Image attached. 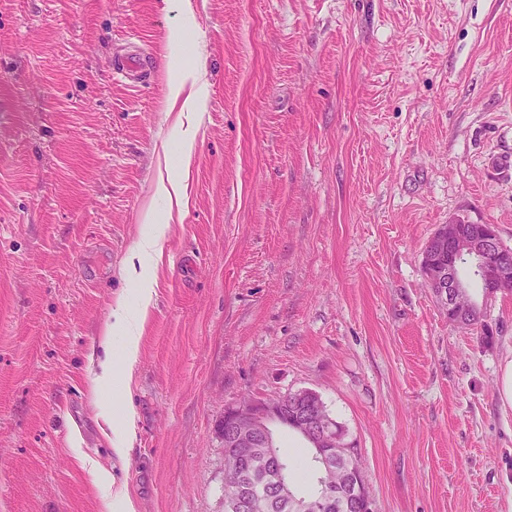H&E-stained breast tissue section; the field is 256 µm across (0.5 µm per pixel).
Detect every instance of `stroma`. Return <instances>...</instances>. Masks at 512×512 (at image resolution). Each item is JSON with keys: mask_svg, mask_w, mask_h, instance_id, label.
Returning <instances> with one entry per match:
<instances>
[{"mask_svg": "<svg viewBox=\"0 0 512 512\" xmlns=\"http://www.w3.org/2000/svg\"><path fill=\"white\" fill-rule=\"evenodd\" d=\"M0 0V512H224L216 424L311 389L373 512H512V291L492 340L421 260L438 225L512 248V0ZM208 105L137 364L94 404L96 347L156 182L177 166L171 25ZM133 42L149 84L112 79ZM131 400L112 446L104 406ZM95 463L112 476L95 484ZM134 410L131 402L127 399L125 409L121 411L118 420L112 419V443L118 452H122L127 443L131 440L134 429Z\"/></svg>", "mask_w": 512, "mask_h": 512, "instance_id": "obj_1", "label": "stroma"}]
</instances>
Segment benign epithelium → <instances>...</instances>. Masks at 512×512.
<instances>
[{
  "mask_svg": "<svg viewBox=\"0 0 512 512\" xmlns=\"http://www.w3.org/2000/svg\"><path fill=\"white\" fill-rule=\"evenodd\" d=\"M460 224L457 219L437 227L424 247L422 272L441 306L448 310V322L469 326L482 336H492L494 330L487 318L475 324L469 321V313H485L490 297L512 289V248L502 244L492 224H477L467 235L462 233ZM462 264L487 283L482 300H476L458 278L456 269ZM289 408L295 416L291 426L286 413ZM286 429L314 449L313 458L321 473L336 468V458L357 455V449L345 441L336 420L326 411L320 395L303 389L273 401L247 399L224 409L218 426L226 447L224 465L239 472L248 466L266 468L276 459L278 432ZM274 486L289 512H308L316 503L314 499L292 494L281 477ZM266 505L267 498L249 492L226 502L228 508L239 512H262Z\"/></svg>",
  "mask_w": 512,
  "mask_h": 512,
  "instance_id": "obj_1",
  "label": "benign epithelium"
}]
</instances>
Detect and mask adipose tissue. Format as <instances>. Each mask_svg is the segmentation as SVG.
Segmentation results:
<instances>
[{"label":"adipose tissue","mask_w":512,"mask_h":512,"mask_svg":"<svg viewBox=\"0 0 512 512\" xmlns=\"http://www.w3.org/2000/svg\"><path fill=\"white\" fill-rule=\"evenodd\" d=\"M201 68L197 63H178L175 73L167 83V101L180 105L182 111L201 113L206 109V96L201 88ZM153 226L150 235L141 238L132 250L127 266V277L136 296V308H129L124 300H117L112 311V321L104 331L105 336L120 333L124 339L121 362L132 368L139 355L141 328L156 293V278L142 264L145 256L161 254L169 228L168 216L148 215Z\"/></svg>","instance_id":"ef3b65f1"}]
</instances>
